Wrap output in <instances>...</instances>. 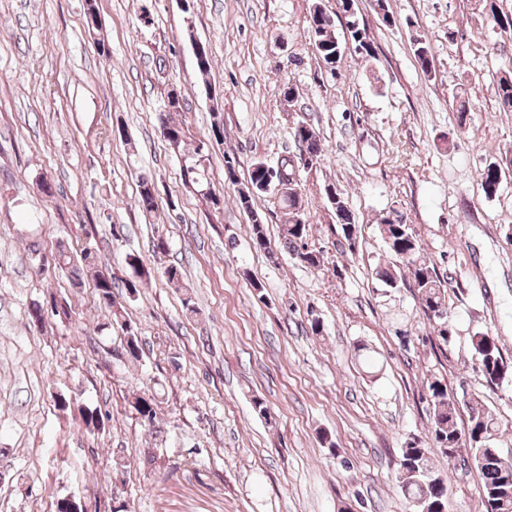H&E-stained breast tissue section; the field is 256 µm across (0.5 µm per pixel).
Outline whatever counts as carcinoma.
Returning <instances> with one entry per match:
<instances>
[{
    "mask_svg": "<svg viewBox=\"0 0 512 512\" xmlns=\"http://www.w3.org/2000/svg\"><path fill=\"white\" fill-rule=\"evenodd\" d=\"M336 2L342 7L344 17L347 19V37L342 39L336 35L330 14L319 3L314 4L308 20V33L320 66L331 73L336 72V64L343 57L349 42L353 44L354 52L358 55L367 59L376 56L374 41L364 21L358 16L356 0ZM500 2L501 0H486L485 16L500 33L512 38V10H504ZM415 55L421 69L425 72L431 71L433 56L430 46L421 40L416 41ZM496 96L499 111L512 112V67L502 71L498 77ZM292 134L299 152L307 154L312 163H318L323 157L324 144L314 127L307 121L300 120L295 123ZM501 172L500 166L491 165L481 174V185L485 194L496 193L501 182ZM294 176L293 158L286 156L274 165L264 161L252 163L249 182L254 186L268 182L272 187L277 184L287 187L285 191H276L283 204V210L288 215L287 221L282 225L284 243L300 261L318 267L321 265V255L297 249L298 241L306 237L308 224L305 215L300 213L302 202ZM139 203L147 211L156 206L155 186L149 179L140 180ZM330 203L347 249L352 252L356 248L357 235L342 193H336L334 198L330 199ZM392 214L395 215V219L386 218L379 224L380 234L391 254L409 270L413 277V287L417 288L422 310L427 318L436 324L437 334L446 344L448 337L452 335V329L448 320V291L444 281L440 279L435 268L421 256V246L404 214L396 210L392 211ZM54 259L56 265L69 273L77 287L82 286L84 277H93L99 304L111 312L113 323L126 331L121 355L131 361L140 360L143 357L140 340L121 311L114 306V282L112 276L98 270L97 252L87 249L75 257L65 246L60 245ZM473 349L486 383L499 386L512 377V365L506 364L494 337L487 334L475 336ZM428 392L433 419L431 435L435 447L441 450L450 448L455 453L462 447L469 449L468 457L482 477L483 498L497 504L496 512H512V462L502 457L495 444L498 427L496 417L476 404L471 405L470 425L463 434L458 430L456 423L458 404L448 397L447 388L435 381L429 383ZM131 406L143 422L151 426L155 424L156 397L150 389L141 390V394L134 398ZM428 454L429 450L417 447L415 441L401 449L398 480L402 492L408 498L414 502L424 501L431 512L439 506H448V490L447 485L439 481V474L431 465Z\"/></svg>",
    "mask_w": 512,
    "mask_h": 512,
    "instance_id": "cac0c4a2",
    "label": "carcinoma"
}]
</instances>
